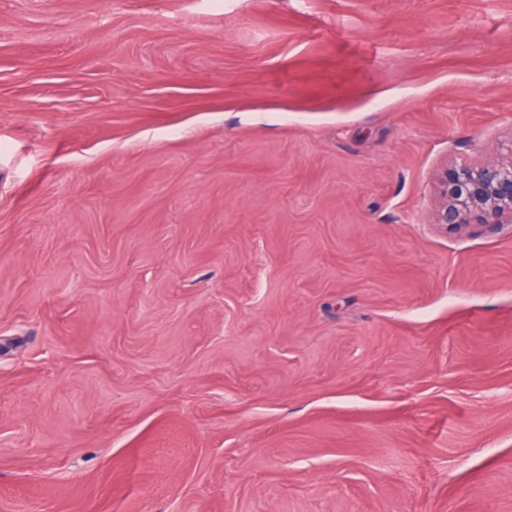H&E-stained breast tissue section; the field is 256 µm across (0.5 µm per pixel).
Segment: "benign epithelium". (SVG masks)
<instances>
[{
    "instance_id": "obj_1",
    "label": "benign epithelium",
    "mask_w": 512,
    "mask_h": 512,
    "mask_svg": "<svg viewBox=\"0 0 512 512\" xmlns=\"http://www.w3.org/2000/svg\"><path fill=\"white\" fill-rule=\"evenodd\" d=\"M433 223L449 231L469 224H512V148L506 160L443 170Z\"/></svg>"
}]
</instances>
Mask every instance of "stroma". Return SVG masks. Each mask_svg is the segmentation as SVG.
<instances>
[{
	"mask_svg": "<svg viewBox=\"0 0 512 512\" xmlns=\"http://www.w3.org/2000/svg\"><path fill=\"white\" fill-rule=\"evenodd\" d=\"M512 0H0V512H512ZM433 223L457 231L469 224H512V145L507 160L446 167Z\"/></svg>",
	"mask_w": 512,
	"mask_h": 512,
	"instance_id": "obj_1",
	"label": "stroma"
}]
</instances>
